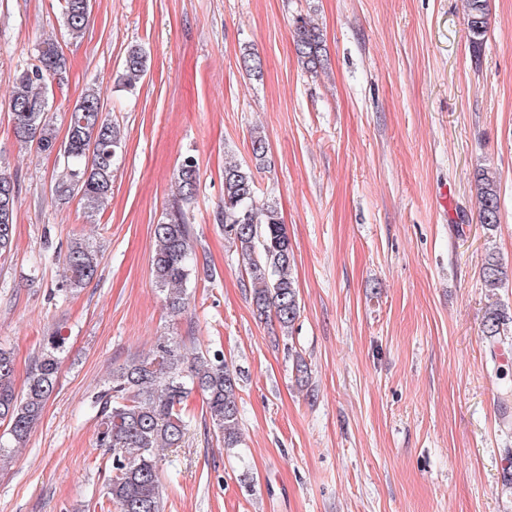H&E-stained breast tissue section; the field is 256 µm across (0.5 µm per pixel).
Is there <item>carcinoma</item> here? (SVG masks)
<instances>
[{"label": "carcinoma", "mask_w": 512, "mask_h": 512, "mask_svg": "<svg viewBox=\"0 0 512 512\" xmlns=\"http://www.w3.org/2000/svg\"><path fill=\"white\" fill-rule=\"evenodd\" d=\"M64 25L77 37L86 27L91 0H64ZM489 25V0H467V26L474 50H480ZM295 51L304 67L316 72L324 66L325 48L320 29L301 18L294 30ZM37 63L15 74L8 106L13 131L21 144L35 141L44 150L59 149L64 169L55 187L58 196L79 198L89 213L98 212L112 198L114 166L123 146L119 127L104 115L99 89L90 87L71 110L64 141L60 142L49 109V89L62 78L67 62L60 44L46 38L36 49ZM240 65L249 74L262 71L260 57L245 48ZM148 69L146 52L130 48L117 85L136 89ZM255 167L269 164L264 132H251ZM178 196L184 202L197 194L199 168L194 156H186L175 177ZM480 222L489 231L500 223V195L496 177L483 171L476 177ZM17 181L0 169V255L12 248ZM224 236L240 252L250 277V300L258 317H272L287 333L299 317V290L292 273L294 250L275 202L258 201L253 171L235 161L224 164ZM156 247L152 273L166 292L170 309L184 307L187 283L198 273L190 225L182 209L154 227ZM99 250L85 238H73L64 254L65 287L81 288L97 275ZM487 288H499L507 273L497 254L486 253L481 265ZM512 316L495 308L482 322V335L496 341ZM64 338H47L43 352L29 377L26 391L15 393L14 361L0 348V421L7 423L12 438L20 443L31 432L57 385L59 354ZM203 393L206 413L224 447L240 442L238 425V374L224 356L215 353L188 356L179 343L160 338L145 357H133L112 370L106 388L96 396L100 418L98 443L112 449V478L104 496L115 512H165L159 477L160 451L180 448L185 442L183 403L193 390Z\"/></svg>", "instance_id": "obj_1"}]
</instances>
